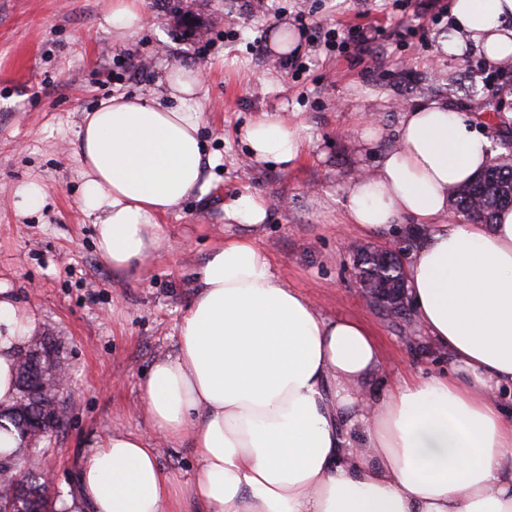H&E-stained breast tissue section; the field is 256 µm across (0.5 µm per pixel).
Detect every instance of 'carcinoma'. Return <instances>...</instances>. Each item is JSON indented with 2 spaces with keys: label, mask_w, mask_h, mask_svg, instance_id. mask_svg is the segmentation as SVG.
<instances>
[{
  "label": "carcinoma",
  "mask_w": 512,
  "mask_h": 512,
  "mask_svg": "<svg viewBox=\"0 0 512 512\" xmlns=\"http://www.w3.org/2000/svg\"><path fill=\"white\" fill-rule=\"evenodd\" d=\"M503 147L505 152L489 160L482 178L449 193L455 214L491 224L500 208L512 205V146L506 141ZM354 262L365 286L386 295L389 300L396 299L399 290L404 288L405 270L389 255L366 247L354 255ZM51 360L53 357L46 353L29 362L17 361L15 404L0 412V417H8L27 443L42 435V426L56 409L55 388L48 377ZM24 462L28 464L30 478L25 485L18 486L14 474ZM41 470V457L32 448L20 447L8 455L0 454V499H20L25 512H56L53 500L38 477Z\"/></svg>",
  "instance_id": "carcinoma-1"
}]
</instances>
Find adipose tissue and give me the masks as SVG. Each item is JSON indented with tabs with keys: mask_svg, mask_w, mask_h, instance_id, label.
I'll return each mask as SVG.
<instances>
[{
	"mask_svg": "<svg viewBox=\"0 0 512 512\" xmlns=\"http://www.w3.org/2000/svg\"><path fill=\"white\" fill-rule=\"evenodd\" d=\"M453 38L488 67L512 68V0H455ZM199 71L165 77L171 105L118 95L78 129L77 199L116 270L164 244L160 220L209 187ZM248 158L289 168L298 123L263 113L244 130ZM472 122L435 99L402 115L400 134L343 201L364 232L408 219L425 227L406 269L418 322L448 358L441 374L386 394L370 331L327 318L273 271L248 235L214 245L179 326L174 356L142 386L149 433L115 428L79 473L71 512H512V207L493 223L448 218V190L492 156ZM34 318L0 285V404L17 394L16 360ZM189 441L191 482L158 463V443Z\"/></svg>",
	"mask_w": 512,
	"mask_h": 512,
	"instance_id": "adipose-tissue-1",
	"label": "adipose tissue"
}]
</instances>
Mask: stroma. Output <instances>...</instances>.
Instances as JSON below:
<instances>
[{
  "mask_svg": "<svg viewBox=\"0 0 512 512\" xmlns=\"http://www.w3.org/2000/svg\"><path fill=\"white\" fill-rule=\"evenodd\" d=\"M145 3L142 28L120 36L104 22L112 0H0V283L35 317L29 350L50 351L69 376L62 420L38 444L58 512H70L78 472L104 435L118 426L147 432L142 382L156 359L175 353L206 254L240 233L224 214L240 197L266 207L265 222L249 234L276 274L321 314L355 318L372 332L383 357L375 392L447 368L415 316L387 320L362 298L344 248L348 240L384 245L407 234L409 222L365 233L349 224L342 201L418 101L448 100L470 120L492 103L512 115V71L488 69L478 54L442 53L432 31L423 40H384L365 60L305 45L302 71L258 49L278 27L296 29L300 11L344 34L396 28L392 0H265L250 13L241 0ZM175 65L204 76L201 135L218 162L205 173L207 193L163 217L167 247L140 270L116 271L99 257L92 220L77 205V131L113 95L166 100L164 76ZM265 112L303 128L292 168L247 160L242 131ZM368 125L383 132L369 153L359 148ZM26 180L47 191L45 208L29 216L12 204Z\"/></svg>",
  "mask_w": 512,
  "mask_h": 512,
  "instance_id": "35a3bbf8",
  "label": "stroma"
}]
</instances>
